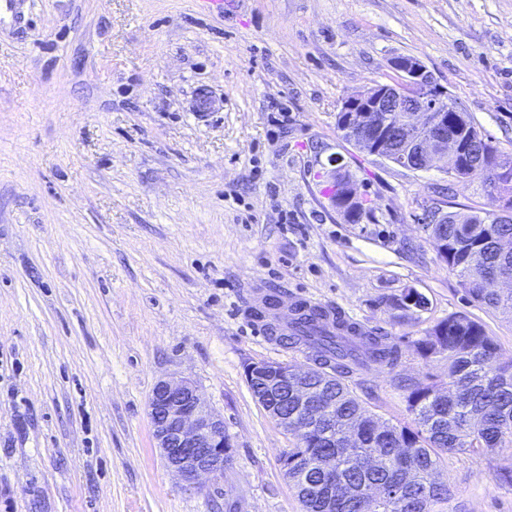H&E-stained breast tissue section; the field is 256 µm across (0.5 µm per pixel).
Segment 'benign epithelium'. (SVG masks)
<instances>
[{"mask_svg":"<svg viewBox=\"0 0 512 512\" xmlns=\"http://www.w3.org/2000/svg\"><path fill=\"white\" fill-rule=\"evenodd\" d=\"M399 74L392 83H378L349 96L340 107V133L375 157L409 169L432 170L448 157L467 151L448 133V112L461 108L437 84L419 60L399 57L392 62ZM317 387L305 381L293 385L300 406L314 403ZM265 410L288 429V417L270 402L266 388L254 393ZM155 447L172 473L193 487L201 474L219 476L232 446L224 436V419L216 414L189 379L157 382L148 404Z\"/></svg>","mask_w":512,"mask_h":512,"instance_id":"benign-epithelium-1","label":"benign epithelium"}]
</instances>
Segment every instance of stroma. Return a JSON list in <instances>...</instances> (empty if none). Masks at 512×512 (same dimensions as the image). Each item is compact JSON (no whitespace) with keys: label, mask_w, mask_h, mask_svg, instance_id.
<instances>
[{"label":"stroma","mask_w":512,"mask_h":512,"mask_svg":"<svg viewBox=\"0 0 512 512\" xmlns=\"http://www.w3.org/2000/svg\"><path fill=\"white\" fill-rule=\"evenodd\" d=\"M0 29V512H303L295 439L248 363L313 362L280 343L292 294L392 336L397 370L354 375L363 406L412 425L398 378L448 382L413 343L465 315L512 358V315L469 302L424 210H498L481 178L412 171L342 140L344 99L420 59L512 155V0H28ZM222 106L201 112V99ZM347 171L371 213L331 201ZM279 305L251 324V285ZM427 310L397 307L404 289ZM192 380L232 460L185 488L149 399ZM435 512H512V448L444 457Z\"/></svg>","instance_id":"35a3bbf8"}]
</instances>
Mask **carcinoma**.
<instances>
[{"instance_id":"carcinoma-1","label":"carcinoma","mask_w":512,"mask_h":512,"mask_svg":"<svg viewBox=\"0 0 512 512\" xmlns=\"http://www.w3.org/2000/svg\"><path fill=\"white\" fill-rule=\"evenodd\" d=\"M460 131L485 150L500 169L473 164L470 155L448 163L455 179L478 176L512 209V156L500 153L464 112L448 113V131ZM437 256L459 278L472 302L488 310L512 314V291L500 295L487 288L497 275L512 273V222L478 213H448V223L427 225ZM407 311H424L428 299L409 288L398 299ZM328 312L320 306L299 310L291 330L280 336L311 350L315 368L310 380L321 386L322 404L330 420L296 437L288 449V481L306 512H433L448 500L442 455L454 451L480 453L512 447V359L497 367L500 346L484 326L462 315H450L415 340L423 359L448 358V393L438 385L405 384L407 411L415 426L383 422L370 413L350 389L347 379L371 363L395 369L400 346L375 331L356 327L336 316V330L327 327ZM335 472H324L330 456ZM373 484L389 497L373 500Z\"/></svg>"}]
</instances>
